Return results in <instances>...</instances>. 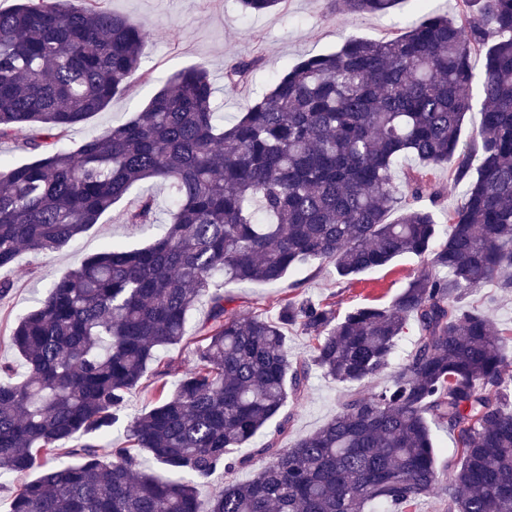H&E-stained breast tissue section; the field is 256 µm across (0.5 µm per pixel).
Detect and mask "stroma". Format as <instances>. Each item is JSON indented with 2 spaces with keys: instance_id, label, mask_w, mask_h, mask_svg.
Masks as SVG:
<instances>
[{
  "instance_id": "stroma-1",
  "label": "stroma",
  "mask_w": 512,
  "mask_h": 512,
  "mask_svg": "<svg viewBox=\"0 0 512 512\" xmlns=\"http://www.w3.org/2000/svg\"><path fill=\"white\" fill-rule=\"evenodd\" d=\"M105 6L144 24L153 37L126 91L114 96L106 109L69 130L65 143L73 150L91 136L130 120L176 70L207 62L218 89L216 103L229 121L245 102L267 92L274 77L304 58L336 50L351 36L369 40L397 36L429 11L455 19L460 10L457 0H400L389 14L362 16L330 11L324 0H284L278 9L262 15L245 14L238 0H105ZM241 58L256 59L253 77L243 85L228 87L224 73ZM142 192V186L133 187L110 213L68 247L47 254L24 252L12 266L0 269V279L14 283L12 292L0 298V362L15 369L13 375L1 376V383L23 376L25 365L11 344V329L20 315L46 297L54 281L107 243L116 240L132 249L141 248L164 232L170 197L160 182L152 188L156 223H122L121 214L136 205ZM429 267L426 258L405 254L343 280L334 265L326 263L299 269L272 284H231L225 293L234 298L244 315L258 310L276 316L280 300L298 294L329 303L341 316L360 306L389 305L406 283ZM465 304L485 311L498 327L512 329V293L488 284L469 294ZM347 394V387L313 371L301 399L288 404L290 422L287 432L278 437V446H293L321 428L339 411Z\"/></svg>"
}]
</instances>
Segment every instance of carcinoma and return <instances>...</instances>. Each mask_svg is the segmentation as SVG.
Returning a JSON list of instances; mask_svg holds the SVG:
<instances>
[{"label":"carcinoma","mask_w":512,"mask_h":512,"mask_svg":"<svg viewBox=\"0 0 512 512\" xmlns=\"http://www.w3.org/2000/svg\"><path fill=\"white\" fill-rule=\"evenodd\" d=\"M283 0H240L250 14ZM353 16L399 0H339ZM462 19L430 12L391 39L351 37L278 76L229 123L219 119L204 64L172 74L145 109L63 146L141 67L151 32L102 0H17L0 9V142L36 159L0 171V268L18 253L53 252L110 213L138 184L168 185L173 208L149 245L118 242L85 257L19 316L12 344L26 375L0 384V478L38 471L10 512H406L437 489L448 512H512V376L502 330L460 306L474 289L512 290V0H461ZM484 56L479 127L459 148ZM256 60L224 75L245 82ZM412 155L421 169L392 178ZM457 157L466 183L445 239L420 198L428 170ZM156 222L149 193L122 214ZM431 256L387 307L336 318L326 304L289 298L277 317L242 316L221 278L273 283L314 262L347 278L403 254ZM209 301L193 363L161 352ZM414 351L385 388L350 393L340 411L290 448L268 440L254 476L202 499L197 483L246 467L240 448L275 425L312 368L358 386L390 365L409 320ZM302 328L311 358L294 362L286 329ZM155 379L148 411L126 425L127 445L98 448L126 395ZM177 374L174 388L164 378ZM456 435L454 479L436 465L431 423ZM146 452L171 472L137 470ZM71 458L60 463L61 456Z\"/></svg>","instance_id":"cac0c4a2"}]
</instances>
